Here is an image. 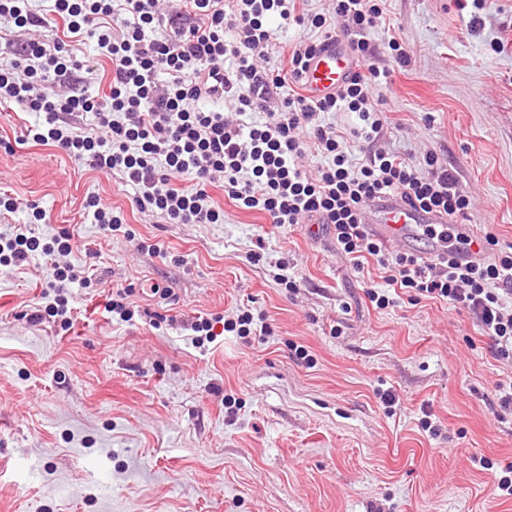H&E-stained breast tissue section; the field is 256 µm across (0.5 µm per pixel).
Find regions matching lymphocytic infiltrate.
I'll return each instance as SVG.
<instances>
[{
    "label": "lymphocytic infiltrate",
    "mask_w": 512,
    "mask_h": 512,
    "mask_svg": "<svg viewBox=\"0 0 512 512\" xmlns=\"http://www.w3.org/2000/svg\"><path fill=\"white\" fill-rule=\"evenodd\" d=\"M32 2L0 0V17L44 34L0 64V104L37 117L27 139L119 177L133 187L139 211L174 224L223 223L224 209L210 193L219 187L235 207L263 212L276 226L326 225L341 253L372 257L384 270L386 290L366 292L377 307L393 304L395 288L414 301L448 302L472 315L497 359H512V243L499 246L486 233L492 256L463 266L454 255L469 240L451 230L442 235L445 256L432 263L390 252L362 222L367 202L386 194L451 218L471 208L436 153L417 168L379 146L386 124L381 89L391 72L373 63L367 35L386 0H333L329 15L305 9L306 0H181L175 10L164 9V0H52L44 12ZM335 16L346 18L343 30L333 26ZM278 25L310 32L284 71L260 62ZM338 33L360 67L336 95L311 100L303 93L306 63ZM80 36L93 39L111 63L106 96L91 92L73 55L70 41ZM206 98L231 103L232 113L202 107ZM331 112L355 113L359 123L343 133L325 125ZM86 114L95 129L78 126ZM310 144L324 159L312 174L299 165ZM46 221L36 207L29 223L0 231V264L71 252L69 231L48 242L36 235L35 225Z\"/></svg>",
    "instance_id": "1"
}]
</instances>
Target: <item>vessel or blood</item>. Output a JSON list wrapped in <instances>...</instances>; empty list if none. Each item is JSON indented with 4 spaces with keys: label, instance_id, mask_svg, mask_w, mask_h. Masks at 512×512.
Masks as SVG:
<instances>
[{
    "label": "vessel or blood",
    "instance_id": "vessel-or-blood-1",
    "mask_svg": "<svg viewBox=\"0 0 512 512\" xmlns=\"http://www.w3.org/2000/svg\"><path fill=\"white\" fill-rule=\"evenodd\" d=\"M357 69L348 43L331 38L316 48L305 73V93L317 100L336 94ZM363 222L369 232L386 243L410 248L421 230L430 225L447 224L445 215L412 208L400 195L392 194L371 201L365 208ZM470 247L457 254L462 264H475L485 257L482 236L477 226L468 229Z\"/></svg>",
    "mask_w": 512,
    "mask_h": 512
}]
</instances>
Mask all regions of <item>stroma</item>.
<instances>
[{
    "label": "stroma",
    "mask_w": 512,
    "mask_h": 512,
    "mask_svg": "<svg viewBox=\"0 0 512 512\" xmlns=\"http://www.w3.org/2000/svg\"><path fill=\"white\" fill-rule=\"evenodd\" d=\"M369 39L393 71L382 147L417 167L437 153L471 201L466 223L512 243V48H494L512 39V0H387ZM34 121L0 107V192L18 203L0 230L35 204L49 218L36 233L77 244L0 266V458L33 470L0 469V512H512L495 482L512 465V361L466 310L404 291L377 308L366 291L382 271L356 269L325 228L231 205L220 224L141 213L121 180L25 142ZM90 196L123 212L119 231L90 223ZM89 260L71 328L33 319L53 265ZM117 286L132 321L105 310ZM245 307L267 335L225 332ZM214 316L215 340L193 343L190 324Z\"/></svg>",
    "instance_id": "1"
}]
</instances>
